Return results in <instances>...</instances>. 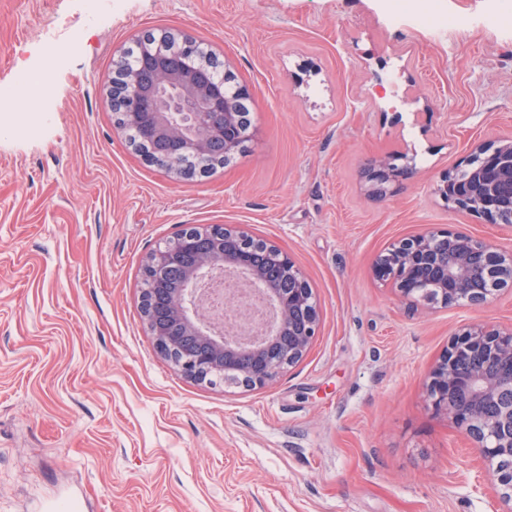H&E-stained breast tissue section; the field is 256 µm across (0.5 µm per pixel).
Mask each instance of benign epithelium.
<instances>
[{
  "instance_id": "7a95c632",
  "label": "benign epithelium",
  "mask_w": 512,
  "mask_h": 512,
  "mask_svg": "<svg viewBox=\"0 0 512 512\" xmlns=\"http://www.w3.org/2000/svg\"><path fill=\"white\" fill-rule=\"evenodd\" d=\"M115 62L112 96L131 101L130 121L149 142L152 161L175 172L177 158H220L254 135L240 127L239 107L251 90L224 69V82L178 56L156 53L143 70L122 71ZM380 155L365 167L369 192L386 196L391 186L416 173L411 161ZM436 194L456 210L487 224H512V136L476 144L462 164L441 176ZM231 227L188 231L181 247L152 253L145 264L162 281L171 270L185 272L186 286L152 289L143 298V318L158 352L182 375L225 379L263 388L309 351L320 314L307 280L281 248L256 241ZM224 271L243 287L261 284L269 322L256 334L217 329L207 316L199 286ZM375 276L403 299L452 307H482L512 286V251L462 230L424 228L402 237L373 264ZM433 412L465 434L487 466L499 499L512 512V326L474 323L461 328L436 360L426 385Z\"/></svg>"
}]
</instances>
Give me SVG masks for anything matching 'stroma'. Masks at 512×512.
<instances>
[{
    "label": "stroma",
    "mask_w": 512,
    "mask_h": 512,
    "mask_svg": "<svg viewBox=\"0 0 512 512\" xmlns=\"http://www.w3.org/2000/svg\"><path fill=\"white\" fill-rule=\"evenodd\" d=\"M436 3L465 26L392 24L385 0H111L105 27L79 0H0V87L56 60L42 121L0 112V512L70 494L75 512H500L424 384L459 326L512 325V288L428 309L372 270L426 225L512 250V227L434 192L512 134V26L497 0ZM147 31L251 88L245 154L183 180L130 146L109 80ZM390 153L417 173L380 199L364 169ZM225 224L286 251L320 308L307 355L263 388L186 378L141 312L149 254Z\"/></svg>",
    "instance_id": "1"
}]
</instances>
